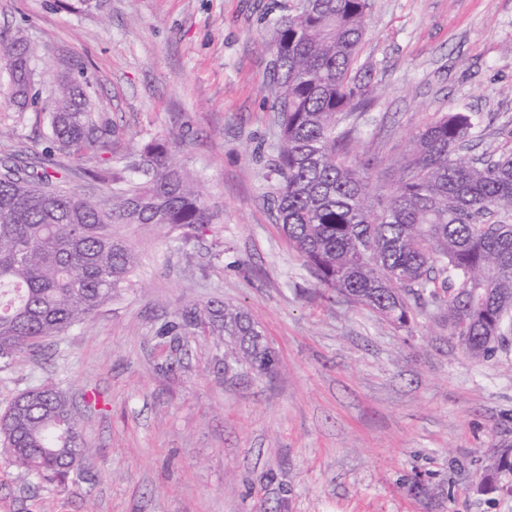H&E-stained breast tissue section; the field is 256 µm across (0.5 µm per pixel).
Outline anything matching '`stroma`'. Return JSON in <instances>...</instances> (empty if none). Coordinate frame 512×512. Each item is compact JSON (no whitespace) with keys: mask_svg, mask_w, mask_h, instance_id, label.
Instances as JSON below:
<instances>
[{"mask_svg":"<svg viewBox=\"0 0 512 512\" xmlns=\"http://www.w3.org/2000/svg\"><path fill=\"white\" fill-rule=\"evenodd\" d=\"M293 0H0V31L38 59L35 102L9 101L0 157L67 168L100 200L96 155L50 150L61 78L91 88L115 154L152 140L202 185L217 220L170 239L126 227L134 285L91 320L0 369V412L49 381L85 415L80 473L28 476L0 457V512H512L484 474L512 448V347L477 362L445 309L410 328L326 294L275 219V114L266 84L274 18ZM357 69L370 91L353 152L386 193L412 135L448 112L482 116L480 150L511 145L512 0H372ZM244 309L277 359L263 374L235 342L159 336L186 305ZM421 481L423 493L411 491Z\"/></svg>","mask_w":512,"mask_h":512,"instance_id":"obj_1","label":"stroma"}]
</instances>
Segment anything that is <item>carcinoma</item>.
Wrapping results in <instances>:
<instances>
[{"mask_svg":"<svg viewBox=\"0 0 512 512\" xmlns=\"http://www.w3.org/2000/svg\"><path fill=\"white\" fill-rule=\"evenodd\" d=\"M370 0H311L274 23L278 66L270 75L277 112L274 204L289 244L319 287L401 328L411 313L443 306L464 353L481 362L512 336V149L470 159L477 112H454L418 130L396 188L373 192L370 159L350 153L357 129L344 124L366 102L354 74ZM0 67L15 75L12 102L32 101L33 52L0 32ZM51 139L77 159L92 153L112 175V145L89 110L87 87L61 83ZM131 173L101 201L57 184L46 167L0 163V359L9 366L50 336L92 319L132 286L135 253L120 233L145 224L185 237L215 215L194 180L153 140L125 165ZM211 331L233 337L243 360L270 372L275 357L246 312L208 310ZM192 311L162 330L177 336ZM83 416L51 383L19 393L0 414V456L24 472L68 478L82 457Z\"/></svg>","mask_w":512,"mask_h":512,"instance_id":"1","label":"carcinoma"}]
</instances>
